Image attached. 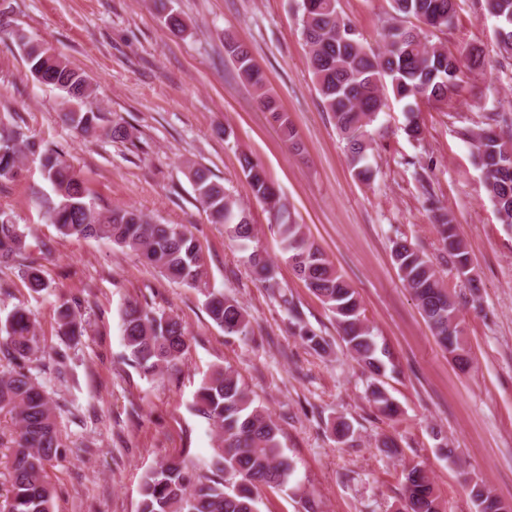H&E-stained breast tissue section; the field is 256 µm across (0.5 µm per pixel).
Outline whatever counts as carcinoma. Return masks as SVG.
I'll return each instance as SVG.
<instances>
[{"instance_id": "1", "label": "carcinoma", "mask_w": 512, "mask_h": 512, "mask_svg": "<svg viewBox=\"0 0 512 512\" xmlns=\"http://www.w3.org/2000/svg\"><path fill=\"white\" fill-rule=\"evenodd\" d=\"M164 26L182 33L185 23L172 0H155ZM339 0H301V34L308 48L312 74L325 109L345 142L354 175L372 181V150L368 126L387 107L386 89L404 103L408 137L420 140V105H445L456 91L464 71L484 65L479 49L454 54L432 42L435 30L455 27L458 0H390L391 23L383 29V48L375 51L344 18ZM498 20L494 36L501 55L512 57V0H487ZM16 43L30 73L39 83L61 92L60 118L84 137L124 141L128 131L120 122L106 120L94 106L91 79L72 68L51 47L24 35ZM224 51L240 74L260 91L264 110L277 123L291 151L301 144L296 128L277 99L265 91V78L255 68L249 50L232 36H224ZM463 139L472 148L474 163L484 175V187L496 207L499 221L512 224V140L486 128H465ZM35 157L52 193L36 197L47 221L64 236L112 242L142 257L164 277L190 288L204 290L205 308L226 336L242 341L251 335L249 321L237 299L209 288L201 248L182 224H164L137 208L98 209L89 200L83 179L58 147L36 144L21 127L0 119V180L14 178L23 159ZM254 198L268 206L281 231L282 251L297 277L331 311L345 348L367 374L366 393L379 413L395 417L398 406L380 382L395 367L388 346L377 340L356 290L336 270L325 253L306 236L288 204L279 195L263 167L250 155L240 159ZM197 198L208 221L224 225V234L247 252L255 279L274 287L275 267L251 243L255 227L249 213L228 194L224 184L206 167L191 170ZM436 231L448 263L472 292L479 291V276L453 216L443 212ZM27 234L9 215L0 213V292H9L4 270L15 269L27 288L39 293L47 288L42 271L26 255ZM391 256L402 283L415 297L438 345L465 369L470 349L463 336L457 308L443 278L428 256L412 241L393 240ZM291 314L293 333L316 353L327 351V340L307 328L294 301L278 292ZM78 299L58 306V334L64 345L85 331ZM122 336L126 359L145 377H155L187 355L191 334L181 318L137 302L122 311ZM40 351L36 321L16 307L0 320V415L10 418L12 430L0 431V447L10 451L9 488L0 494V512H52L56 489L47 469L65 458L69 448L58 421L60 406L38 380L30 363ZM201 411L219 431L211 459V474L199 473L181 458L161 461L143 482L137 512H258L261 487H288L294 467L285 456L279 427L270 414L249 395L230 366L212 371L196 395ZM404 512H445L435 496L425 470L413 465L405 470ZM476 512H506V507L482 483L469 484Z\"/></svg>"}]
</instances>
